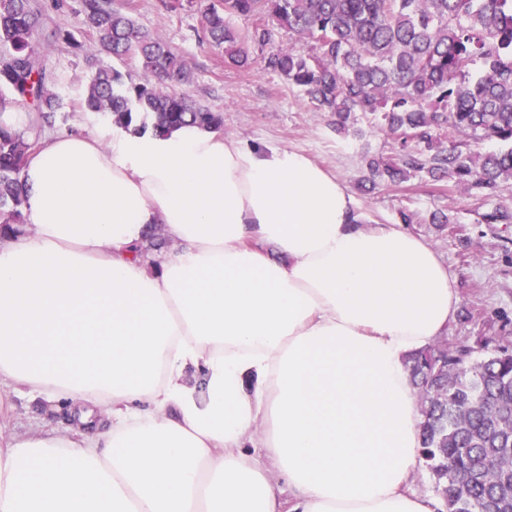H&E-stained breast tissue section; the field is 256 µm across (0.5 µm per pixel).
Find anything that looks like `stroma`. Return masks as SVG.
Wrapping results in <instances>:
<instances>
[{"label":"stroma","instance_id":"stroma-1","mask_svg":"<svg viewBox=\"0 0 512 512\" xmlns=\"http://www.w3.org/2000/svg\"><path fill=\"white\" fill-rule=\"evenodd\" d=\"M170 2L113 0L112 5L130 12L143 29L162 36L185 58L191 72L185 92L191 100L222 111L225 135L251 146L271 144L305 152L344 183L364 223L397 224L401 211L413 213L409 231L432 245L457 288L459 308L448 326L450 338L472 345L481 336L512 337V224L482 223L480 201L448 180L416 176L398 185H372L369 161L397 153L380 127L362 119L357 132H337L330 113L317 111L301 88L264 69V49L250 46L248 67L225 65L221 50L203 39L198 0H187L176 9ZM40 3L46 27L37 32L36 41L45 68L58 79L62 99L57 132L86 133L108 124L106 115L80 106L87 75L84 55L48 38L49 30L59 28L89 44L80 0H66L61 9L52 0ZM436 213L447 214V223H432ZM73 423L65 403L25 393L12 394L10 408L0 418V428L8 434L64 429Z\"/></svg>","mask_w":512,"mask_h":512}]
</instances>
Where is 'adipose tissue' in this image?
I'll use <instances>...</instances> for the list:
<instances>
[{"instance_id":"1","label":"adipose tissue","mask_w":512,"mask_h":512,"mask_svg":"<svg viewBox=\"0 0 512 512\" xmlns=\"http://www.w3.org/2000/svg\"><path fill=\"white\" fill-rule=\"evenodd\" d=\"M21 180L0 384L78 424L0 435V512H433L406 359L459 298L425 239L303 152L192 124L48 135Z\"/></svg>"}]
</instances>
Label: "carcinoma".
Wrapping results in <instances>:
<instances>
[{
	"instance_id": "1",
	"label": "carcinoma",
	"mask_w": 512,
	"mask_h": 512,
	"mask_svg": "<svg viewBox=\"0 0 512 512\" xmlns=\"http://www.w3.org/2000/svg\"><path fill=\"white\" fill-rule=\"evenodd\" d=\"M82 23L98 52L136 60L140 82L99 65L82 107L141 133L192 123L223 127V115L175 90L190 80L183 56L143 30L112 0H81ZM253 20L244 33L230 25ZM209 42L224 63L249 65L248 45L273 41L275 29L314 43L263 57L264 68L303 88L336 130L357 114L383 125L400 147L394 161L369 162L371 182L399 184L417 174L452 181L489 201L512 180V0H220L202 11ZM43 14L34 0H0V112L30 106L23 129L0 125V228L24 224L21 172L55 127L60 98L46 73L35 33ZM483 65L470 78V66ZM448 130L443 144L437 133ZM484 142L503 145L478 152ZM487 224H511L494 207ZM418 388L421 456L444 512H512V341L482 336L477 346L443 340L409 356Z\"/></svg>"
}]
</instances>
